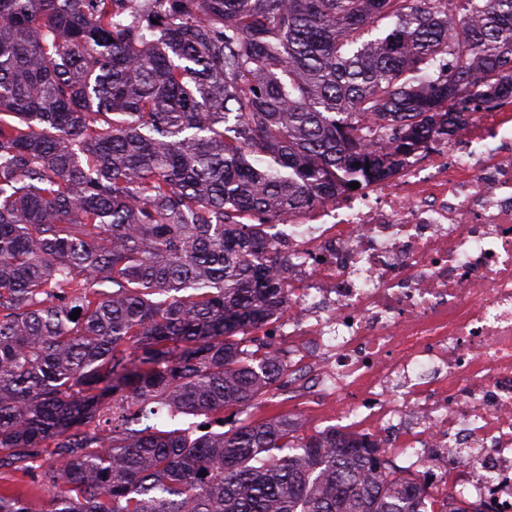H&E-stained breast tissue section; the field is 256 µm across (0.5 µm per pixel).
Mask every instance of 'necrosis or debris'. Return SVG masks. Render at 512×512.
Instances as JSON below:
<instances>
[{
	"label": "necrosis or debris",
	"mask_w": 512,
	"mask_h": 512,
	"mask_svg": "<svg viewBox=\"0 0 512 512\" xmlns=\"http://www.w3.org/2000/svg\"><path fill=\"white\" fill-rule=\"evenodd\" d=\"M301 424L352 434L451 507L512 512V103L277 225Z\"/></svg>",
	"instance_id": "1"
}]
</instances>
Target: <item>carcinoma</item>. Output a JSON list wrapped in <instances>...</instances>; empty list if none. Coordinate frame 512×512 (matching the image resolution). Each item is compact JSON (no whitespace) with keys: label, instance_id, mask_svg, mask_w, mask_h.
I'll return each instance as SVG.
<instances>
[{"label":"carcinoma","instance_id":"carcinoma-1","mask_svg":"<svg viewBox=\"0 0 512 512\" xmlns=\"http://www.w3.org/2000/svg\"><path fill=\"white\" fill-rule=\"evenodd\" d=\"M508 98L512 0H0V512H429L343 434L162 415L282 384L267 227Z\"/></svg>","mask_w":512,"mask_h":512}]
</instances>
